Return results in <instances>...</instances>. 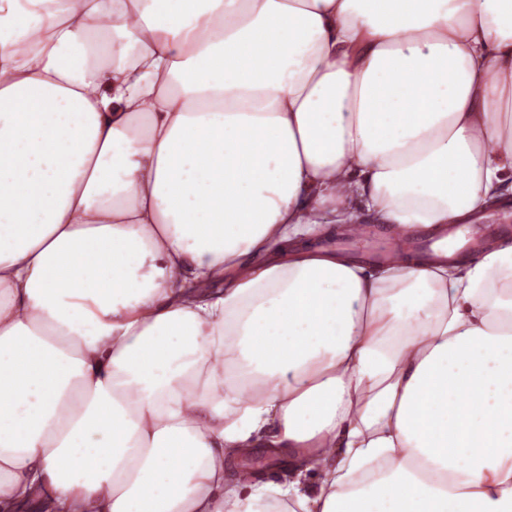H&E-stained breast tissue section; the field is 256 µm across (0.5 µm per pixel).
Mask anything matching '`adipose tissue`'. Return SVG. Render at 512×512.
Wrapping results in <instances>:
<instances>
[{"label":"adipose tissue","instance_id":"adipose-tissue-1","mask_svg":"<svg viewBox=\"0 0 512 512\" xmlns=\"http://www.w3.org/2000/svg\"><path fill=\"white\" fill-rule=\"evenodd\" d=\"M511 180L512 0H0V512H512V242L306 244ZM358 223L363 224L367 230V237L369 247H375L377 252H385L391 250L386 257H389L397 249H403L404 240H396L391 236L383 234L377 230L378 224H373L368 213L363 210H357ZM290 455L287 449L253 448L250 453L233 460L228 468L232 474L245 473L254 481H279Z\"/></svg>","mask_w":512,"mask_h":512}]
</instances>
